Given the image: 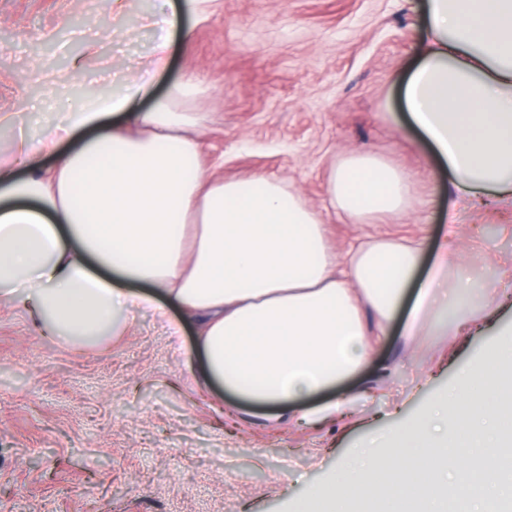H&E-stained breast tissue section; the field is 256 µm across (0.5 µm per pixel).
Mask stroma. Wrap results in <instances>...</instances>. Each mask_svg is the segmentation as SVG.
Here are the masks:
<instances>
[{
  "label": "stroma",
  "mask_w": 512,
  "mask_h": 512,
  "mask_svg": "<svg viewBox=\"0 0 512 512\" xmlns=\"http://www.w3.org/2000/svg\"><path fill=\"white\" fill-rule=\"evenodd\" d=\"M175 2L185 29L156 89L188 73L211 86L197 106L205 167L283 180L321 214L339 254L367 236L423 242L428 258L447 242L510 306L478 329L409 345L392 324L342 384L359 396L349 417L231 425L223 392L201 379L197 329L179 307L163 318L136 312L124 336L77 346L0 302V512H296L358 449L387 446L446 395L461 368L512 344V198L487 207L450 196L447 170L400 109L425 0ZM96 20L111 22L112 0H0V113L14 115L0 128L1 155L64 116L74 62L95 95L149 52L139 30L85 56ZM352 154L404 172L410 207L367 222L335 210L329 175Z\"/></svg>",
  "instance_id": "stroma-1"
}]
</instances>
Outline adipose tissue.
<instances>
[{"label":"adipose tissue","mask_w":512,"mask_h":512,"mask_svg":"<svg viewBox=\"0 0 512 512\" xmlns=\"http://www.w3.org/2000/svg\"><path fill=\"white\" fill-rule=\"evenodd\" d=\"M169 5L145 63L0 156V300L77 345L122 335L133 309L167 300L198 328L204 381L234 403L276 422L345 418L355 394H319L363 370L400 310L410 343L435 325L476 326L500 299L447 245L428 263L420 242L392 238L341 258L281 180L206 173L194 105L208 86L187 75L153 90L180 24ZM400 99L459 199L512 196V0H427ZM328 191L360 221L411 199L406 175L369 155L334 166Z\"/></svg>","instance_id":"adipose-tissue-1"}]
</instances>
